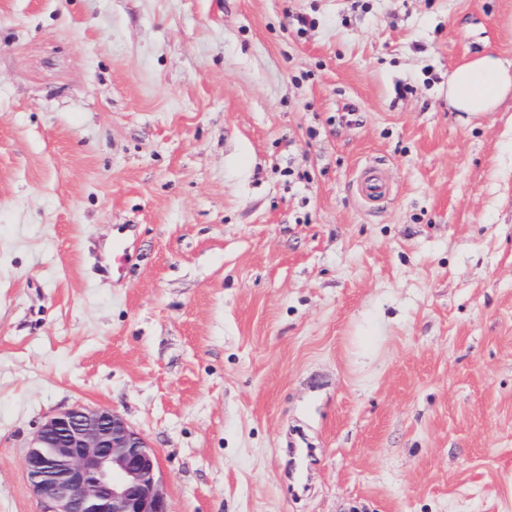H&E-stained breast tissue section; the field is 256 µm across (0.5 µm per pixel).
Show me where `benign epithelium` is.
I'll return each instance as SVG.
<instances>
[{"label":"benign epithelium","instance_id":"7a95c632","mask_svg":"<svg viewBox=\"0 0 512 512\" xmlns=\"http://www.w3.org/2000/svg\"><path fill=\"white\" fill-rule=\"evenodd\" d=\"M25 471L48 512H170L157 452L108 408L77 405L45 420Z\"/></svg>","mask_w":512,"mask_h":512}]
</instances>
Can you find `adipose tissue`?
Segmentation results:
<instances>
[{"instance_id":"ef3b65f1","label":"adipose tissue","mask_w":512,"mask_h":512,"mask_svg":"<svg viewBox=\"0 0 512 512\" xmlns=\"http://www.w3.org/2000/svg\"><path fill=\"white\" fill-rule=\"evenodd\" d=\"M512 93V59L488 54L473 58L448 79V103L470 118L496 111Z\"/></svg>"}]
</instances>
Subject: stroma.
I'll list each match as a JSON object with an SVG mask.
<instances>
[{
	"mask_svg": "<svg viewBox=\"0 0 512 512\" xmlns=\"http://www.w3.org/2000/svg\"><path fill=\"white\" fill-rule=\"evenodd\" d=\"M478 54L512 0H0V512H46L26 447L77 404L171 512H512V98L447 100ZM357 191L366 202H377L388 197L389 183L380 165L361 167L356 180Z\"/></svg>",
	"mask_w": 512,
	"mask_h": 512,
	"instance_id": "stroma-1",
	"label": "stroma"
}]
</instances>
